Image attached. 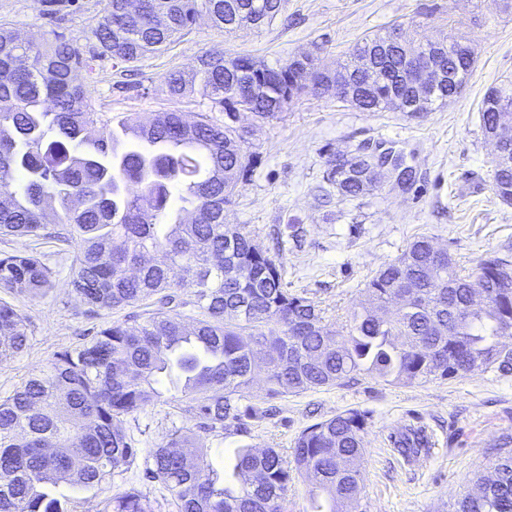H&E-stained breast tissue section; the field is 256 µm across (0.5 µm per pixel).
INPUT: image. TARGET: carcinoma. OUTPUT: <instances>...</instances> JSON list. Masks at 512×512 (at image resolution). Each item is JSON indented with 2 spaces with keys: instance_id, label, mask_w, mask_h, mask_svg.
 I'll return each mask as SVG.
<instances>
[{
  "instance_id": "cac0c4a2",
  "label": "carcinoma",
  "mask_w": 512,
  "mask_h": 512,
  "mask_svg": "<svg viewBox=\"0 0 512 512\" xmlns=\"http://www.w3.org/2000/svg\"><path fill=\"white\" fill-rule=\"evenodd\" d=\"M252 0H143L141 11L128 0H106L93 34L97 56L134 62L158 52L208 15L231 33L235 18ZM464 46L451 74L464 86L474 49ZM356 52L374 53L379 72L354 107L383 112L396 100L411 114L428 111L414 95L410 61L389 46V36L366 38ZM247 56L206 53L192 71L169 74L168 87L182 95L201 82L213 103L229 108L241 85L257 79L265 99L250 112L273 120L304 93L330 91L341 75L357 85L355 68L333 74H303L293 59L252 71ZM90 61L61 35L35 44L19 31L0 26V241L28 236L76 246L71 288L88 312L134 307L157 297L159 308L143 321L128 317L100 328L88 341L56 353L46 367L0 399V512H73L72 500L55 489L100 487L122 475L138 456L145 473L163 484L177 512H284L294 475L313 477V512H356L355 493L363 481L366 414L350 409L307 426L296 438L292 460L274 448H241L234 475L241 488L224 487L191 429L173 425L161 443L142 450L124 427L126 417L162 401V379L188 400L199 428H224L228 419H262L270 410L239 401L264 372L266 395L274 398L340 385L360 373L384 382L463 377L494 368L512 372V292L491 287L512 267L497 257L481 258L468 274L456 260L435 274L434 247L414 240L366 283L367 300L352 314L347 334L323 325L320 310L285 288L284 270L257 248L247 233L224 223L247 172L244 141L237 128L208 117L189 122L179 112H160L150 124L130 115L98 125L97 113L76 84L77 69ZM512 106V83L489 88L480 106L484 133L493 130L495 109ZM411 181L415 171L401 155L380 154ZM374 162L359 159L352 173L330 177L344 196L361 195ZM494 190L512 204V170H495ZM62 211L47 227L46 208ZM235 248L224 256V238ZM159 254L162 261L148 262ZM56 269L41 255L0 250V291L31 300L46 297ZM173 288H192L179 300ZM486 302L474 309L475 289ZM400 294L406 305L389 304ZM199 310L189 329L173 307ZM28 324L14 306L0 302V359L28 345ZM85 464L74 470L71 461ZM98 512H155L136 487L102 499ZM455 512H512V453L500 457L494 474L457 502Z\"/></svg>"
}]
</instances>
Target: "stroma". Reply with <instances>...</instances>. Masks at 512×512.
Here are the masks:
<instances>
[{"label": "stroma", "instance_id": "35a3bbf8", "mask_svg": "<svg viewBox=\"0 0 512 512\" xmlns=\"http://www.w3.org/2000/svg\"><path fill=\"white\" fill-rule=\"evenodd\" d=\"M106 0H0V24L34 42L64 34L83 57L96 47L92 34ZM400 29L410 42L467 38L476 52L464 90L444 106L413 116L362 111L329 94H303L278 119L238 113L247 128L250 168L224 211L286 272L291 291L320 310L324 324L346 332L364 298V284L417 237L430 239L458 264L473 267L486 255L512 262V205L493 191V146L479 112L488 88L512 81V0H285L272 24L225 34L200 16L191 31L165 49L134 63L93 60L80 71L81 84L100 121L138 114L180 112L221 123L225 112L202 87L171 95L165 83L174 70L195 68L209 51L246 55L267 65L308 54L318 68L333 71L349 60L361 38ZM364 142H384L404 152L416 171L413 184L382 181L364 195L342 196L325 179L334 155ZM55 289L45 298L9 296L25 319L30 341L20 354L0 362V398L45 367L57 351L86 340L93 327L123 319L124 311L89 316L73 294L71 255H58ZM276 413L223 430L200 432L210 460L237 489L233 452L276 449L290 458L307 426L356 409L367 416L364 481L359 512H455L458 499L477 477L492 474L495 446L512 438V374L487 369L450 380L388 384L360 374L348 383L275 399ZM195 428L184 403L173 400L126 419L131 433L154 447L171 425ZM432 437L429 454L406 461L391 442L409 428ZM136 486L156 512H175L165 487L135 464L132 477H114L99 488L59 492L77 499L76 512H97L107 496Z\"/></svg>", "mask_w": 512, "mask_h": 512}]
</instances>
